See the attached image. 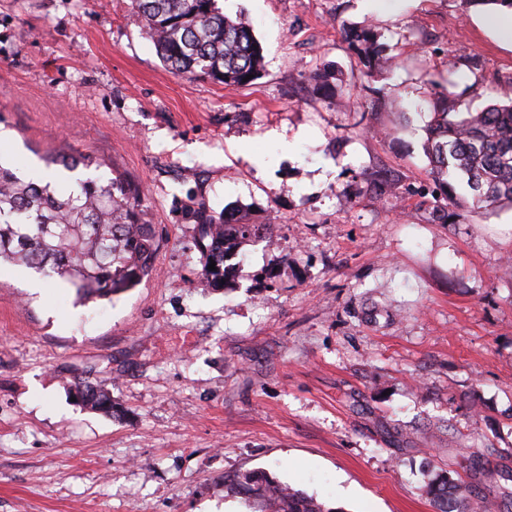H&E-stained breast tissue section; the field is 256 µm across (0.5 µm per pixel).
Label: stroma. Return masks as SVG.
I'll list each match as a JSON object with an SVG mask.
<instances>
[{
	"label": "stroma",
	"instance_id": "35a3bbf8",
	"mask_svg": "<svg viewBox=\"0 0 512 512\" xmlns=\"http://www.w3.org/2000/svg\"><path fill=\"white\" fill-rule=\"evenodd\" d=\"M217 6L262 47L251 85L171 73L131 0H0V157L92 154L161 237L109 300L0 267V512H247L224 487L246 470L334 512H437L424 474L446 470L512 512V209L438 219L424 152L439 88L475 110L512 89V34L468 0ZM353 28L393 67L360 81ZM201 202L283 225L220 288ZM74 390L85 407L111 414L112 393L106 387L85 379H78V381L75 382Z\"/></svg>",
	"mask_w": 512,
	"mask_h": 512
}]
</instances>
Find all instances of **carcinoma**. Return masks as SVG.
I'll return each instance as SVG.
<instances>
[{
  "label": "carcinoma",
  "instance_id": "carcinoma-1",
  "mask_svg": "<svg viewBox=\"0 0 512 512\" xmlns=\"http://www.w3.org/2000/svg\"><path fill=\"white\" fill-rule=\"evenodd\" d=\"M133 3L159 58L177 75L224 86L249 85L259 78L263 55L252 29L226 17L216 0ZM348 43L361 57L365 74L385 63L373 30L350 31ZM310 80L324 98L336 94L328 74L316 72ZM494 95L495 102L480 112L450 93L432 103L425 151L450 224L474 210L493 214L512 208V95ZM50 163L70 174L99 170L92 155L80 152L55 155ZM75 182L74 187H60L25 180L0 163V264L59 278L84 300L136 287L150 276L159 248L155 225L145 217L144 192L119 175ZM191 218L195 247L206 255V264L216 262V270L203 269V277L221 288L229 242L251 237L253 225L240 217L235 233L229 234L230 219L204 203L193 209ZM74 390L84 406L112 413V393L106 387L80 379ZM428 486L439 512H473L476 501L457 480L441 473ZM226 488L256 512H335L266 472L239 473Z\"/></svg>",
  "mask_w": 512,
  "mask_h": 512
}]
</instances>
